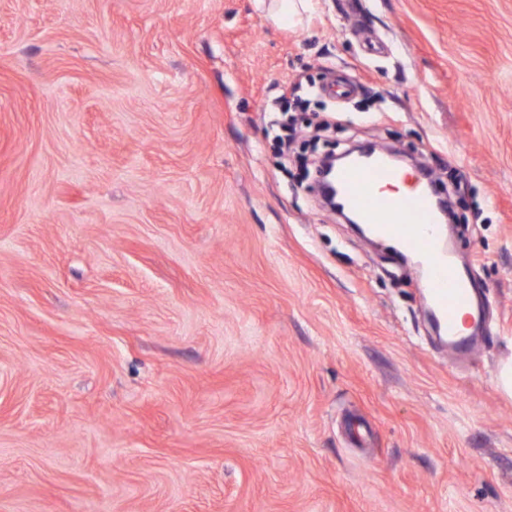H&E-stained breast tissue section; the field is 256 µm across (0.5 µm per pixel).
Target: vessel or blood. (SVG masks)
<instances>
[{
  "mask_svg": "<svg viewBox=\"0 0 512 512\" xmlns=\"http://www.w3.org/2000/svg\"><path fill=\"white\" fill-rule=\"evenodd\" d=\"M406 180L402 195L386 194L394 181ZM337 181L345 206L381 237L403 244L427 270L425 287L433 314L448 344V351L462 355L476 348L475 290L458 273L448 253L440 248L438 223L432 200L417 177H403L381 157L341 169Z\"/></svg>",
  "mask_w": 512,
  "mask_h": 512,
  "instance_id": "obj_1",
  "label": "vessel or blood"
}]
</instances>
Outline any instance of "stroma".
I'll return each instance as SVG.
<instances>
[{
    "mask_svg": "<svg viewBox=\"0 0 512 512\" xmlns=\"http://www.w3.org/2000/svg\"><path fill=\"white\" fill-rule=\"evenodd\" d=\"M281 95L452 189L465 363ZM511 361L512 0H0V512H512ZM313 7L311 0H276L269 9L268 18L279 24H287L294 18L301 20L302 14Z\"/></svg>",
    "mask_w": 512,
    "mask_h": 512,
    "instance_id": "stroma-1",
    "label": "stroma"
}]
</instances>
